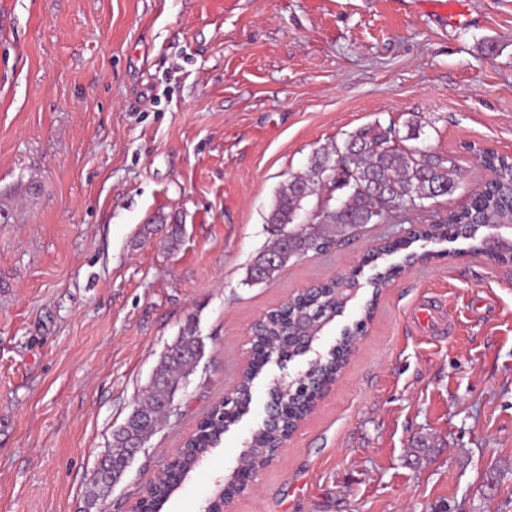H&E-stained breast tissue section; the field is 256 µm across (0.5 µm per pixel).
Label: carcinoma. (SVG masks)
Returning a JSON list of instances; mask_svg holds the SVG:
<instances>
[{"mask_svg":"<svg viewBox=\"0 0 512 512\" xmlns=\"http://www.w3.org/2000/svg\"><path fill=\"white\" fill-rule=\"evenodd\" d=\"M418 137L419 128L411 122L404 137L394 127H384L376 122L352 133L333 155L326 151L315 152L309 173L282 185L268 213L267 223L277 233L273 250L279 253L278 261L269 266L268 251L259 253L247 268L245 282L254 283V271L260 266H268L265 279L269 280L291 259L310 251L329 249L357 225L372 224L376 217L387 220L398 210L408 206L419 209L424 207L426 200L454 192L460 178L456 159L404 145ZM480 161L493 171L494 179L465 206L449 211L442 222L417 229L413 239L474 240L476 225L486 223L489 217L498 224L512 222V156L484 151ZM321 168L332 173L326 188L330 196L320 200L317 210L308 215L306 222L300 223L298 217L305 202L301 188L318 185L317 170ZM411 244L412 239L388 242L367 255L366 263L374 264L385 255L408 249ZM429 257L428 253L406 254L403 263L392 264L376 274L374 287H383L405 266ZM334 287L336 280L331 279L296 294L288 305L268 312L254 328L253 345L290 353L296 351L300 342L296 337L286 335V326L297 322H313L311 335H319L345 308V304L334 297ZM364 327L365 320L356 321L337 342L334 355L309 366V372L301 381L274 396L278 420L256 431L250 438L253 460L265 456L269 449L279 447L297 421L310 411L302 387L335 380L348 360L353 337L362 333ZM172 351L175 355L167 352L161 358L146 397L138 403V413L114 431L112 444L100 460V469L104 470L106 478L91 482L86 496V512L98 508L103 493L121 481L123 461L137 452L130 447L131 441L146 442L156 432L161 422L158 412L162 403L175 398L185 387L201 357L202 343L188 326L171 345ZM252 381L251 374H243L232 398L214 405L200 422L197 432L187 441L192 452L180 462L182 474L189 475L212 449L219 447L224 432L249 405Z\"/></svg>","mask_w":512,"mask_h":512,"instance_id":"1","label":"carcinoma"}]
</instances>
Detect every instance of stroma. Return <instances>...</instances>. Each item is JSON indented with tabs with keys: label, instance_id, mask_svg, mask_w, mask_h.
<instances>
[{
	"label": "stroma",
	"instance_id": "35a3bbf8",
	"mask_svg": "<svg viewBox=\"0 0 512 512\" xmlns=\"http://www.w3.org/2000/svg\"><path fill=\"white\" fill-rule=\"evenodd\" d=\"M0 0V512H84L91 474L185 325L189 385L112 488L127 512L239 380L254 324L341 274L360 288L313 344L366 328L231 512H512V265L465 240L374 294L365 255L470 201L512 156V0ZM453 156L459 188L249 286L281 185L378 123ZM38 194H30L29 184ZM182 225L176 249L156 218ZM248 412L164 506L200 512L265 417Z\"/></svg>",
	"mask_w": 512,
	"mask_h": 512
}]
</instances>
